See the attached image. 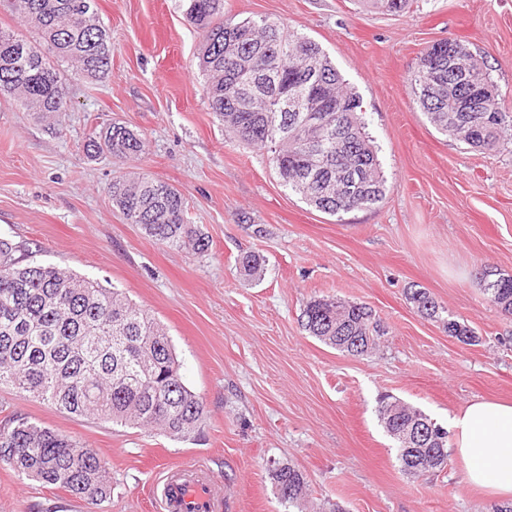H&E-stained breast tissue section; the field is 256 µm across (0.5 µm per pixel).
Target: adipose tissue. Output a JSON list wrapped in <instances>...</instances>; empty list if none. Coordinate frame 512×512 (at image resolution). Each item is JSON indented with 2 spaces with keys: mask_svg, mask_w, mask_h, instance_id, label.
Listing matches in <instances>:
<instances>
[{
  "mask_svg": "<svg viewBox=\"0 0 512 512\" xmlns=\"http://www.w3.org/2000/svg\"><path fill=\"white\" fill-rule=\"evenodd\" d=\"M465 481L512 499V401L476 399L448 417Z\"/></svg>",
  "mask_w": 512,
  "mask_h": 512,
  "instance_id": "1",
  "label": "adipose tissue"
}]
</instances>
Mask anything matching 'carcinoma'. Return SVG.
I'll return each instance as SVG.
<instances>
[{"label": "carcinoma", "instance_id": "obj_1", "mask_svg": "<svg viewBox=\"0 0 512 512\" xmlns=\"http://www.w3.org/2000/svg\"><path fill=\"white\" fill-rule=\"evenodd\" d=\"M186 22L202 36L198 66L215 116L239 142L270 152L281 182L307 204L339 218L370 208L386 196L387 180L374 141L365 131L360 97L330 56L311 38L267 17H224V0H183ZM6 12L30 26L27 40L0 28V93L41 118L67 109L65 68L102 78L112 66L111 38L96 0H0ZM420 110L442 134L470 148L495 152L512 132L497 99L482 110L469 94L492 85L484 62L460 39L431 45L410 78ZM288 95L294 109L282 112ZM340 108L311 120L316 103ZM126 162L141 159L145 143L125 125L108 123L88 144ZM112 203L129 224L175 248L204 252L209 240L189 223L185 195L145 172L114 178ZM17 246L0 239V386L33 396L61 412L132 423L183 438L206 412L202 398L183 382L165 327L125 293L54 266L20 264ZM484 292L512 316V277ZM410 302L428 319L442 307L424 288ZM300 326L308 335L352 356L366 353L384 331L372 310L335 298H311ZM448 336L473 342L468 325L446 319ZM378 419L394 440L401 471L418 478L448 461V435L405 443L411 425L429 421L421 410L383 397ZM0 461L46 486L61 488L104 512L112 484L106 463L76 439L22 415L0 422ZM278 497L302 500L308 485L292 464L271 470Z\"/></svg>", "mask_w": 512, "mask_h": 512}]
</instances>
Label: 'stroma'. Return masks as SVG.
I'll use <instances>...</instances> for the list:
<instances>
[{
	"mask_svg": "<svg viewBox=\"0 0 512 512\" xmlns=\"http://www.w3.org/2000/svg\"><path fill=\"white\" fill-rule=\"evenodd\" d=\"M112 68L68 76L65 112L42 119L0 93V238L34 262L117 288L166 328L186 386L206 403L198 435L177 439L80 418L0 388V420L18 413L93 449L112 482L106 512H159L166 468L206 462L224 482V512H487L492 497L443 470L401 472L378 420L381 395L438 426L469 401L512 400V318L481 276H512V142L487 153L439 132L410 85L421 54L466 41L512 116V0H412L400 13L366 0H224L225 15L263 16L318 43L358 93L387 178L385 199L336 219L278 180L268 153L225 133L197 67L202 40L181 0H97ZM139 133L146 150L123 164L87 146L104 124ZM147 171L181 190L207 251L148 237L113 206L114 176ZM247 253L260 276L241 274ZM427 289L476 342L449 337L408 299ZM370 307L379 347L351 356L299 325L306 300ZM302 470L300 506L281 504L272 468ZM0 512H90L68 492L0 463Z\"/></svg>",
	"mask_w": 512,
	"mask_h": 512,
	"instance_id": "stroma-1",
	"label": "stroma"
}]
</instances>
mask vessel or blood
I'll return each instance as SVG.
<instances>
[{
    "label": "vessel or blood",
    "mask_w": 512,
    "mask_h": 512,
    "mask_svg": "<svg viewBox=\"0 0 512 512\" xmlns=\"http://www.w3.org/2000/svg\"><path fill=\"white\" fill-rule=\"evenodd\" d=\"M161 512H222L224 483L206 467L176 466L157 483Z\"/></svg>",
    "instance_id": "obj_1"
}]
</instances>
